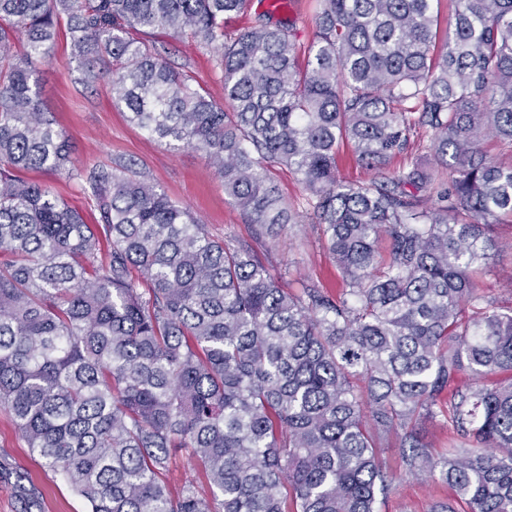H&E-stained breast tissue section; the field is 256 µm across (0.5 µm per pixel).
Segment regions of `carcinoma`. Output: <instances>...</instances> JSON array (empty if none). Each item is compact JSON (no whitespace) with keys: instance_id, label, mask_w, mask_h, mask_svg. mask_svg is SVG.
Instances as JSON below:
<instances>
[{"instance_id":"1","label":"carcinoma","mask_w":512,"mask_h":512,"mask_svg":"<svg viewBox=\"0 0 512 512\" xmlns=\"http://www.w3.org/2000/svg\"><path fill=\"white\" fill-rule=\"evenodd\" d=\"M249 2L0 0V408L88 512H377L392 439L468 512H512V310L477 280L512 217V164L482 149L512 148V0H454L441 46L432 0H314L304 49L270 10L228 32ZM145 29L214 52L231 110ZM62 33L81 83L107 65L128 121L200 154L259 237L303 216L288 168L345 293L285 287L128 164L81 174L95 224L21 177L71 165L35 67ZM420 128L432 165L389 170ZM343 142L373 180L339 178ZM437 417L436 459L417 424ZM179 453L206 486L170 493ZM273 176L283 197L288 201L302 202L306 192L296 177L285 168H276Z\"/></svg>"}]
</instances>
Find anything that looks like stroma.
<instances>
[{"instance_id": "obj_1", "label": "stroma", "mask_w": 512, "mask_h": 512, "mask_svg": "<svg viewBox=\"0 0 512 512\" xmlns=\"http://www.w3.org/2000/svg\"><path fill=\"white\" fill-rule=\"evenodd\" d=\"M146 40L156 45L169 65L190 73L215 101H223L224 81L212 53L188 39L164 33L147 35ZM37 76L45 111L51 113L70 140L74 167L127 163L176 204L189 209L211 236L228 243H252L268 265L287 270L292 288L305 282L335 297L344 292L343 275L322 250L310 222H302L276 241L254 239L251 225L226 200L224 184L214 168L190 150H176L148 138L127 121L113 104L108 72H101L91 86L77 83L76 63L66 39H59L53 53L38 63ZM27 177L50 186L56 195L81 212L86 223H94V204L81 179L41 170L28 172ZM494 235L491 271L481 277L480 284L500 306L512 307V221L503 220ZM381 457L400 482L396 491L380 504L379 512H429L435 503L448 501L450 491L438 478L427 474L416 479L406 476L397 448L382 449ZM0 462L7 465L12 475L18 472L34 482L42 496L44 512H86L82 499L60 475L43 467L9 414L1 409ZM12 475L0 478V512H20Z\"/></svg>"}]
</instances>
